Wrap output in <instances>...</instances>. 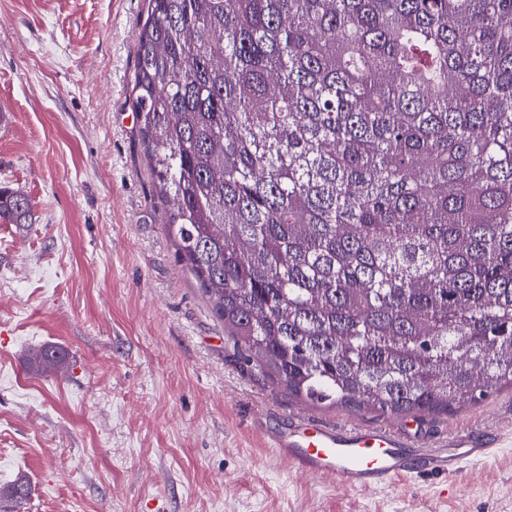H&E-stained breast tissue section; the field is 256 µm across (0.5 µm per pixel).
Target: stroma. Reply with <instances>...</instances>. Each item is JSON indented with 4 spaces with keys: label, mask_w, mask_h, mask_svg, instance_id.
Segmentation results:
<instances>
[{
    "label": "stroma",
    "mask_w": 512,
    "mask_h": 512,
    "mask_svg": "<svg viewBox=\"0 0 512 512\" xmlns=\"http://www.w3.org/2000/svg\"><path fill=\"white\" fill-rule=\"evenodd\" d=\"M148 0H0V512H512V390L400 419L317 407L250 374L162 222L132 107ZM62 347L59 372L32 352ZM386 426L430 445L471 429L490 458L361 492L265 435L289 417ZM31 202L24 194L0 188V220L9 224H27Z\"/></svg>",
    "instance_id": "1"
}]
</instances>
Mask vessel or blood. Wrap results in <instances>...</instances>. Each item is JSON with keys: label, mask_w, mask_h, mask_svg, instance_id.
<instances>
[{"label": "vessel or blood", "mask_w": 512, "mask_h": 512, "mask_svg": "<svg viewBox=\"0 0 512 512\" xmlns=\"http://www.w3.org/2000/svg\"><path fill=\"white\" fill-rule=\"evenodd\" d=\"M267 446L300 472L333 477L347 487L373 491L426 473L454 475L469 460L491 457L492 440L470 431L441 448L381 425H346L311 420L302 414L267 437Z\"/></svg>", "instance_id": "obj_1"}]
</instances>
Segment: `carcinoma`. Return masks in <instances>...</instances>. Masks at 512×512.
Returning <instances> with one entry per match:
<instances>
[{
    "mask_svg": "<svg viewBox=\"0 0 512 512\" xmlns=\"http://www.w3.org/2000/svg\"><path fill=\"white\" fill-rule=\"evenodd\" d=\"M132 93L250 370L393 417L512 389V0H149ZM30 212L0 188L1 221Z\"/></svg>",
    "mask_w": 512,
    "mask_h": 512,
    "instance_id": "cac0c4a2",
    "label": "carcinoma"
}]
</instances>
